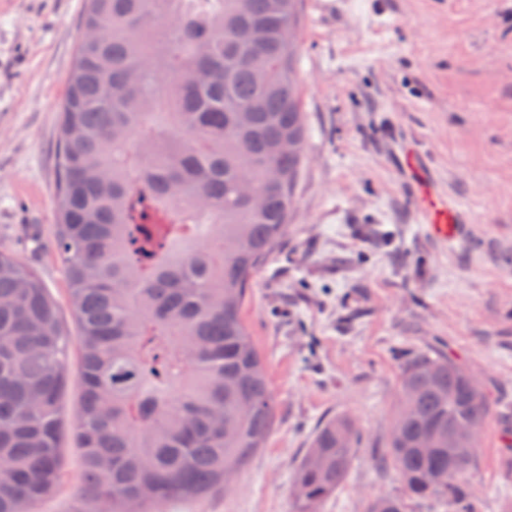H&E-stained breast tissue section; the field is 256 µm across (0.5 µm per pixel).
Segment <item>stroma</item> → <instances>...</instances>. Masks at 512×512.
Masks as SVG:
<instances>
[{
  "label": "stroma",
  "mask_w": 512,
  "mask_h": 512,
  "mask_svg": "<svg viewBox=\"0 0 512 512\" xmlns=\"http://www.w3.org/2000/svg\"><path fill=\"white\" fill-rule=\"evenodd\" d=\"M85 0H0V252L58 303L70 340L62 478L35 512H86L73 435L82 377L55 249L61 102ZM298 72L304 167L286 236L243 309L277 400L274 431L228 490L154 512H292L293 476L324 419L348 417L358 452L317 512H367L400 491L387 446L408 354L461 362L496 400L477 440L472 512L512 502V0H303ZM415 144L469 221L449 245L412 206Z\"/></svg>",
  "instance_id": "1"
}]
</instances>
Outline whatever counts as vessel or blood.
Wrapping results in <instances>:
<instances>
[{
    "label": "vessel or blood",
    "instance_id": "vessel-or-blood-1",
    "mask_svg": "<svg viewBox=\"0 0 512 512\" xmlns=\"http://www.w3.org/2000/svg\"><path fill=\"white\" fill-rule=\"evenodd\" d=\"M410 180L418 199V218L427 233L444 241L458 237L462 220L457 204L448 195L434 192L423 168L411 167Z\"/></svg>",
    "mask_w": 512,
    "mask_h": 512
}]
</instances>
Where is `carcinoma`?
Wrapping results in <instances>:
<instances>
[{
  "instance_id": "1",
  "label": "carcinoma",
  "mask_w": 512,
  "mask_h": 512,
  "mask_svg": "<svg viewBox=\"0 0 512 512\" xmlns=\"http://www.w3.org/2000/svg\"><path fill=\"white\" fill-rule=\"evenodd\" d=\"M302 0H87L57 142L55 247L79 326L74 422L87 512H138L229 484L276 416L242 308L281 243L304 164L296 34ZM68 338L34 269L0 252V512H31L60 479ZM467 369L403 362L380 466L408 479L367 512L443 501L470 512L448 432L494 410ZM351 422L316 429L293 512L346 480ZM432 437L435 447L423 448Z\"/></svg>"
}]
</instances>
